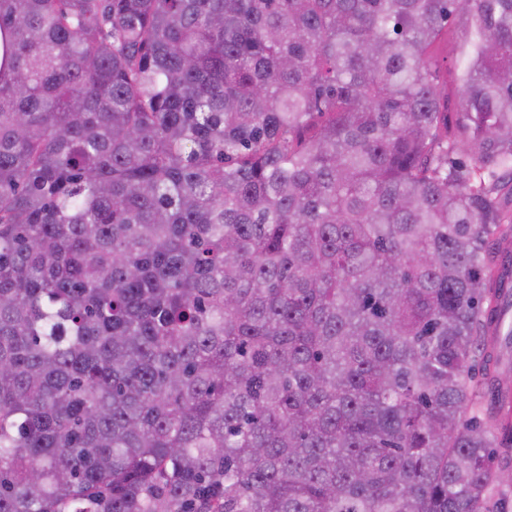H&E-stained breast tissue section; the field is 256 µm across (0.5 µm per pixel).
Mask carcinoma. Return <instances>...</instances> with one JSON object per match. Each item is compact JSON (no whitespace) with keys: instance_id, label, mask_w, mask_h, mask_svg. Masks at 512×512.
<instances>
[{"instance_id":"carcinoma-1","label":"carcinoma","mask_w":512,"mask_h":512,"mask_svg":"<svg viewBox=\"0 0 512 512\" xmlns=\"http://www.w3.org/2000/svg\"><path fill=\"white\" fill-rule=\"evenodd\" d=\"M499 171L512 0H0V512H494ZM462 43V35L455 22L450 23L448 40H441L434 51V58L440 64V83L442 90L448 93V128L449 134L457 135L459 110V97L461 89L455 83V69L461 65L459 44ZM448 63V72L446 69Z\"/></svg>"}]
</instances>
